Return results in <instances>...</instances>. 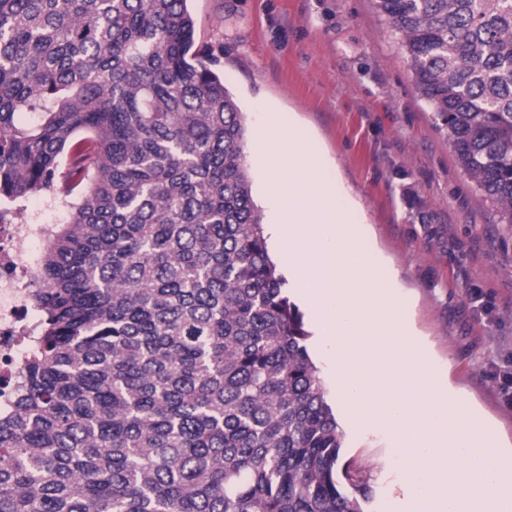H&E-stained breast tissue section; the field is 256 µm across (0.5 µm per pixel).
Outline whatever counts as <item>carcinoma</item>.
Instances as JSON below:
<instances>
[{"label": "carcinoma", "instance_id": "cac0c4a2", "mask_svg": "<svg viewBox=\"0 0 512 512\" xmlns=\"http://www.w3.org/2000/svg\"><path fill=\"white\" fill-rule=\"evenodd\" d=\"M187 2L0 0V205L79 192L0 416V512H368ZM376 8L512 225V0Z\"/></svg>", "mask_w": 512, "mask_h": 512}]
</instances>
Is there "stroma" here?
Listing matches in <instances>:
<instances>
[{
  "mask_svg": "<svg viewBox=\"0 0 512 512\" xmlns=\"http://www.w3.org/2000/svg\"><path fill=\"white\" fill-rule=\"evenodd\" d=\"M204 50L244 114L253 196L278 205L259 149L270 113L303 126L363 210L377 262L411 304L449 384L512 444L500 393L512 364V226L500 223L419 97L375 0H191ZM340 465L367 480L369 512H401L402 463L387 429L337 414Z\"/></svg>",
  "mask_w": 512,
  "mask_h": 512,
  "instance_id": "35a3bbf8",
  "label": "stroma"
}]
</instances>
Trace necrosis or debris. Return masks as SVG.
Returning <instances> with one entry per match:
<instances>
[{"label": "necrosis or debris", "mask_w": 512, "mask_h": 512, "mask_svg": "<svg viewBox=\"0 0 512 512\" xmlns=\"http://www.w3.org/2000/svg\"><path fill=\"white\" fill-rule=\"evenodd\" d=\"M55 231L51 224L0 221V415L15 408L35 323L33 297L41 253Z\"/></svg>", "instance_id": "obj_1"}]
</instances>
